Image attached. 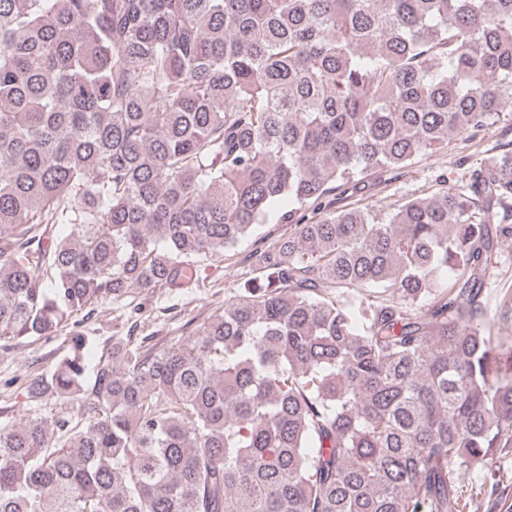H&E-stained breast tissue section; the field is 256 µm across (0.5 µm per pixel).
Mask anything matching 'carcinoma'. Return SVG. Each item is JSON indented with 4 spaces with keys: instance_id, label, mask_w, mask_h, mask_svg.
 <instances>
[{
    "instance_id": "1",
    "label": "carcinoma",
    "mask_w": 512,
    "mask_h": 512,
    "mask_svg": "<svg viewBox=\"0 0 512 512\" xmlns=\"http://www.w3.org/2000/svg\"><path fill=\"white\" fill-rule=\"evenodd\" d=\"M512 105V0H0V512H464L512 451V143L385 218L351 189ZM295 233L197 332L76 315ZM53 399L58 415L41 413ZM0 348V379L18 377L10 388L0 384V423L18 421L26 412L24 381L48 369L62 354V339L52 342L16 343Z\"/></svg>"
}]
</instances>
